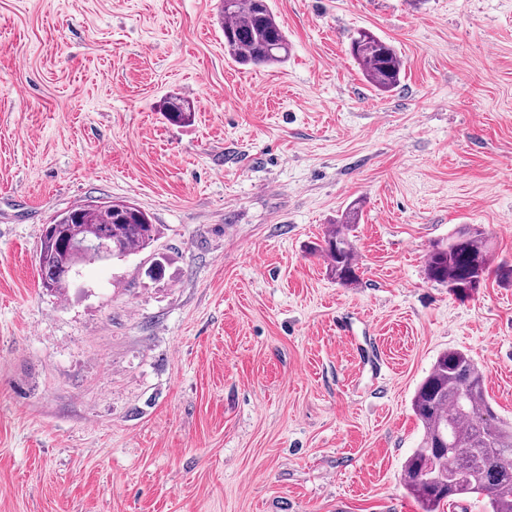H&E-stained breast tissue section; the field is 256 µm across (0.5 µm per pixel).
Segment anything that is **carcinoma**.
Returning <instances> with one entry per match:
<instances>
[{"instance_id": "cac0c4a2", "label": "carcinoma", "mask_w": 512, "mask_h": 512, "mask_svg": "<svg viewBox=\"0 0 512 512\" xmlns=\"http://www.w3.org/2000/svg\"><path fill=\"white\" fill-rule=\"evenodd\" d=\"M220 22L224 46L244 66L285 63L291 51L288 35L277 21L269 0H221ZM350 54L365 79L381 93L397 88L405 65L394 48L368 30L351 38ZM163 112L175 123L190 120V104L177 97L163 102ZM332 224L323 252L330 273L341 284L358 278L349 225ZM54 227L43 232L38 258L41 284L63 292L83 262L104 255L82 245V239H103L112 256L125 257L146 249L155 239L151 216L130 203L79 204L56 214ZM427 278L457 296H470L490 273L512 284V268L490 270L488 240L482 229L460 228L448 243H437L425 261ZM412 411L423 437L404 463L405 490L422 512H440L443 504L470 495L488 498L490 512H512V425L499 419L486 396L485 375L471 356L458 349L441 353L412 399Z\"/></svg>"}]
</instances>
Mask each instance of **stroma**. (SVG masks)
Masks as SVG:
<instances>
[{
    "label": "stroma",
    "instance_id": "35a3bbf8",
    "mask_svg": "<svg viewBox=\"0 0 512 512\" xmlns=\"http://www.w3.org/2000/svg\"><path fill=\"white\" fill-rule=\"evenodd\" d=\"M219 6L0 0V512H421L411 401L449 349L512 423V286L424 271L464 224L512 266V0H271L270 67L235 63ZM109 200L154 242L46 291L44 225ZM353 206L344 286L319 247ZM350 54L378 92L393 91L405 76L404 62L394 48L368 30H359L351 38Z\"/></svg>",
    "mask_w": 512,
    "mask_h": 512
}]
</instances>
